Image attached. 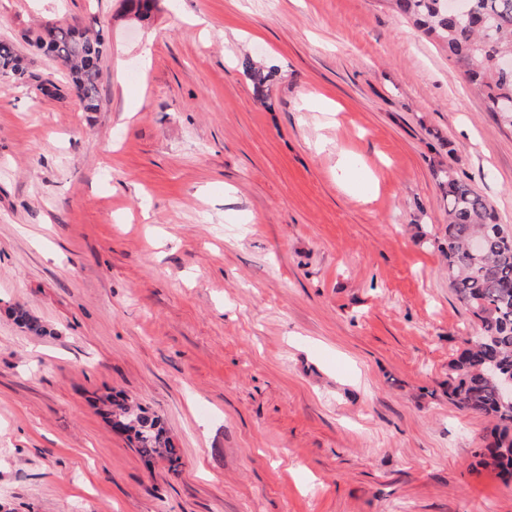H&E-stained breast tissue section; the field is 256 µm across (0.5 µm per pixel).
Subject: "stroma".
Here are the masks:
<instances>
[{
	"instance_id": "obj_1",
	"label": "stroma",
	"mask_w": 512,
	"mask_h": 512,
	"mask_svg": "<svg viewBox=\"0 0 512 512\" xmlns=\"http://www.w3.org/2000/svg\"><path fill=\"white\" fill-rule=\"evenodd\" d=\"M95 20L85 112L23 37ZM1 38L58 93L0 78V512H512L445 394L478 328L432 176L512 227V126L437 44L386 0H0ZM240 64L244 74L249 78L253 85L254 93L257 97L265 98L269 92V82L273 76V71L264 72L260 67L256 66L252 57L246 55L240 59ZM102 404L112 428L129 437L144 461L150 463L162 459L175 463L180 460L179 448H176L158 416L123 398L109 397Z\"/></svg>"
}]
</instances>
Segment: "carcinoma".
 <instances>
[{
  "label": "carcinoma",
  "instance_id": "carcinoma-1",
  "mask_svg": "<svg viewBox=\"0 0 512 512\" xmlns=\"http://www.w3.org/2000/svg\"><path fill=\"white\" fill-rule=\"evenodd\" d=\"M396 14L412 19L438 41L448 59L485 98L487 109L512 125V71L498 61L512 57V0H468L469 15L444 11L441 0H386ZM137 19L150 17L156 0H127ZM37 49L51 56L65 73L86 112L99 107L100 62L105 52L102 29L79 30L56 24L43 26L32 39ZM256 96L265 98L273 71L256 66L252 57L240 59ZM26 67L17 44L0 40V77L24 78ZM435 177L447 201L448 224L443 252L448 284L458 301L479 320V336L448 364V402L491 419L478 456L504 481L512 480V396L501 384L512 378V229L501 224L488 200L451 168L441 164ZM478 240L481 249L466 245ZM112 428L134 443L140 457L175 463L179 449L161 419L121 398L102 401Z\"/></svg>",
  "mask_w": 512,
  "mask_h": 512
}]
</instances>
